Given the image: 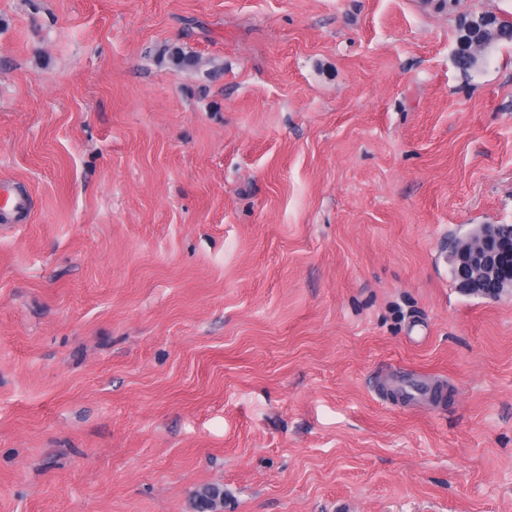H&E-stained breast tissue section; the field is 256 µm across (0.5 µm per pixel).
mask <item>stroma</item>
I'll return each mask as SVG.
<instances>
[{
	"mask_svg": "<svg viewBox=\"0 0 512 512\" xmlns=\"http://www.w3.org/2000/svg\"><path fill=\"white\" fill-rule=\"evenodd\" d=\"M512 0H0V512H512ZM191 57L176 64L171 53ZM493 23L494 16L491 15H485L482 19L479 18L473 22H464V27L466 30L464 32L465 34L459 38L457 52L461 49H465L467 52L479 56L484 46V39L487 40L492 35V30H494L492 28ZM467 29L470 31L473 37L471 41L467 38V35H469ZM29 215L28 200L19 194L13 184L0 181V223L26 224ZM458 288L484 299L512 294V231L504 224H477L450 248Z\"/></svg>",
	"mask_w": 512,
	"mask_h": 512,
	"instance_id": "obj_1",
	"label": "stroma"
}]
</instances>
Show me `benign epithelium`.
<instances>
[{
	"instance_id": "obj_1",
	"label": "benign epithelium",
	"mask_w": 512,
	"mask_h": 512,
	"mask_svg": "<svg viewBox=\"0 0 512 512\" xmlns=\"http://www.w3.org/2000/svg\"><path fill=\"white\" fill-rule=\"evenodd\" d=\"M494 17L486 15L464 22L472 38L462 35L458 49L476 56L492 35ZM458 288L484 299L496 300L512 294V231L502 224H477L456 239L449 255Z\"/></svg>"
}]
</instances>
